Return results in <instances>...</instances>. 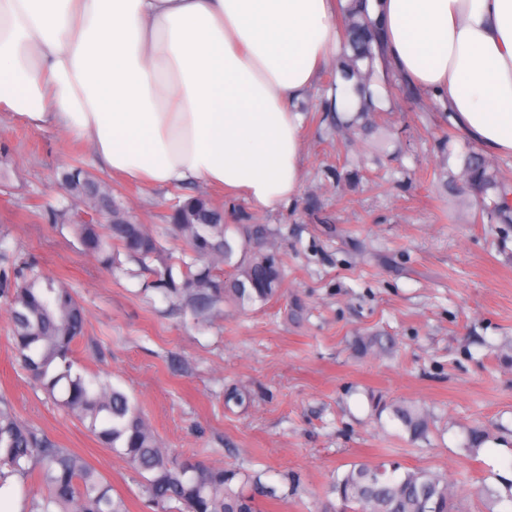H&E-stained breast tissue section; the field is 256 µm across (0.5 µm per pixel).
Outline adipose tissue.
Listing matches in <instances>:
<instances>
[{
    "mask_svg": "<svg viewBox=\"0 0 512 512\" xmlns=\"http://www.w3.org/2000/svg\"><path fill=\"white\" fill-rule=\"evenodd\" d=\"M336 0H0V106L148 187L298 197L300 112L332 62ZM397 77L512 152V0H369Z\"/></svg>",
    "mask_w": 512,
    "mask_h": 512,
    "instance_id": "obj_1",
    "label": "adipose tissue"
}]
</instances>
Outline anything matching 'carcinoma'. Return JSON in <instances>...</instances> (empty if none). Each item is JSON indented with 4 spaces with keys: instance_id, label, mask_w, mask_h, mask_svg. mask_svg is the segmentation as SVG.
<instances>
[{
    "instance_id": "1",
    "label": "carcinoma",
    "mask_w": 512,
    "mask_h": 512,
    "mask_svg": "<svg viewBox=\"0 0 512 512\" xmlns=\"http://www.w3.org/2000/svg\"><path fill=\"white\" fill-rule=\"evenodd\" d=\"M367 0H347L341 6L340 46L336 63L326 72V85L335 86L337 74H350L366 86L375 64L390 70L383 35L368 18ZM319 111L336 115V131L348 130L335 98L320 102ZM374 137L369 147L386 152L388 124L369 123ZM463 181L484 192L495 189L483 204L489 222L512 224V185L498 183L487 173L479 154L465 164ZM60 182L85 204L100 210L103 222L75 224L73 230L87 254L102 268L119 269L123 254L143 268H152L155 285L169 293H185L203 311L224 300L238 310L283 296L285 261L268 243L265 224L220 223L213 200L196 194L178 199L171 207L169 230L186 250L175 256L166 251L145 225L117 209L112 192L101 180L75 166L60 174ZM0 297L7 300L11 338L28 378L49 395L60 393L62 406L113 453L124 458L144 479L147 501L155 512H263L259 498L276 497L275 489L253 481V489L235 490L232 470L208 465L172 453L129 396L96 375L74 370L75 347L84 337V307L65 283L29 265L0 274ZM390 344L387 336H356L349 348L358 356L380 355ZM250 392L229 387L224 406L243 408ZM413 441L430 434V415L413 405L391 406ZM14 477L21 484L33 481L44 489L29 498L28 512H127L112 486L77 452L60 446L43 431L22 422L9 405L0 404V487ZM464 480L427 470L387 471L380 462L350 464L329 485L343 512H454L453 496Z\"/></svg>"
}]
</instances>
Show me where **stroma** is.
Here are the masks:
<instances>
[{
	"instance_id": "35a3bbf8",
	"label": "stroma",
	"mask_w": 512,
	"mask_h": 512,
	"mask_svg": "<svg viewBox=\"0 0 512 512\" xmlns=\"http://www.w3.org/2000/svg\"><path fill=\"white\" fill-rule=\"evenodd\" d=\"M378 91L392 120L385 153H372L360 130L337 138L312 101L294 203L258 212L210 191L225 223L273 229L288 262L279 301L240 315L220 302L197 311L153 289L134 263L102 269L52 214L67 195L61 171L77 161L107 181L125 213L174 251L166 215L194 186L114 178L85 142L2 109L0 251L61 277L84 306L77 371L125 391L176 453L276 487L280 498L264 512H321L332 476L364 460L467 470L461 512H512V228L473 221L481 198L457 175L474 143L429 100ZM8 331L0 299V400L81 454L129 512H151L139 474L29 380ZM372 333L394 337V354L354 357L350 340ZM232 384L251 393L247 407L225 409ZM380 399L430 411L428 439L412 442L389 413H376ZM475 427L488 438L471 454ZM485 487L498 503L480 496Z\"/></svg>"
}]
</instances>
